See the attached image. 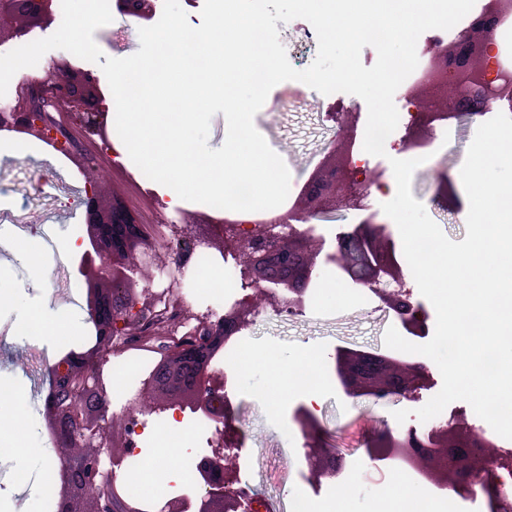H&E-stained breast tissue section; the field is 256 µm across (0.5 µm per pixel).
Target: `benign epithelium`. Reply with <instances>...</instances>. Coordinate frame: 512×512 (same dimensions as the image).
I'll use <instances>...</instances> for the list:
<instances>
[{
  "label": "benign epithelium",
  "mask_w": 512,
  "mask_h": 512,
  "mask_svg": "<svg viewBox=\"0 0 512 512\" xmlns=\"http://www.w3.org/2000/svg\"><path fill=\"white\" fill-rule=\"evenodd\" d=\"M113 9L137 22L151 16L150 0H113ZM53 13L54 0H0V21L18 22L0 31V44L25 40L34 28L49 23ZM501 21V0H489L455 41L445 47L432 42L424 49L432 67L423 87L407 95L419 125L470 121L498 101L502 84L512 82L511 73L497 72L491 54ZM49 74H60L63 80L33 77L16 86L12 102L0 107V132L49 143L83 179L76 191L86 226L78 271L86 284L91 346L70 350L54 365L43 398L54 444L80 449L59 457L56 512H143L105 468L104 449L120 448L112 456V463H120L134 447L136 417L161 408L201 412L224 425L225 432L239 435L234 425L238 409L210 384L211 358L224 341L249 325L250 317L269 306L289 317L300 314L323 246L313 232L290 230L278 218L253 224L184 212L179 223L168 225L171 236H166L122 196L104 192L108 172L97 164L98 154L109 152L110 100L98 76L72 63H55ZM328 117L340 124V147L324 154L289 210L306 224L335 212L366 210L368 189L380 178L377 171L360 173L352 167L353 113L330 112ZM77 127L99 137L97 152L83 148L74 136ZM199 249H215L222 258L233 259L241 269L242 287L250 290L221 315L196 314L179 295L180 276ZM327 259L369 288L411 335H426L424 316L403 289L396 246L375 215L337 233ZM121 346H146L158 361L126 412L114 416L108 414L97 365ZM336 372L346 395L376 403L411 397L429 385L420 365L373 350H338ZM368 454L424 465L436 481L462 496L479 485L494 512H512V496L501 484L481 477L495 453L458 418L427 434L413 427L396 433L378 429ZM195 470L203 481L195 512H238V500L252 494L234 486V467L226 453L198 458ZM335 473L332 453L322 450L311 466V479L318 482Z\"/></svg>",
  "instance_id": "benign-epithelium-1"
}]
</instances>
